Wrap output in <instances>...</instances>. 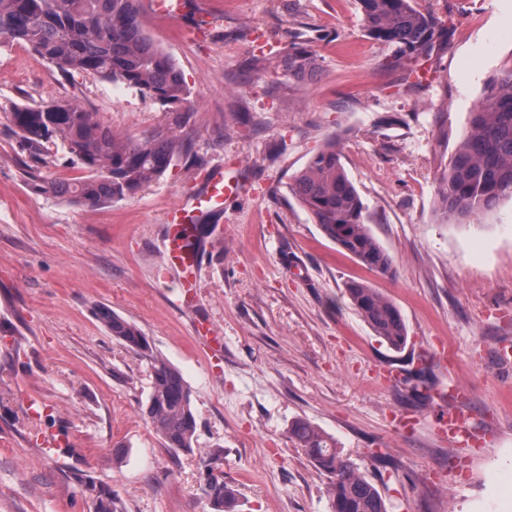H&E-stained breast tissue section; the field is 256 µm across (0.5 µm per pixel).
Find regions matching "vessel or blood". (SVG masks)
Masks as SVG:
<instances>
[{
    "instance_id": "vessel-or-blood-1",
    "label": "vessel or blood",
    "mask_w": 512,
    "mask_h": 512,
    "mask_svg": "<svg viewBox=\"0 0 512 512\" xmlns=\"http://www.w3.org/2000/svg\"><path fill=\"white\" fill-rule=\"evenodd\" d=\"M240 191L238 182L225 180L223 172L218 170L211 174L193 203L180 202L168 211L167 222L177 225L178 230L164 245L165 262L167 267L180 274L181 303L191 301L197 286L200 251L196 242L195 219L200 214L221 210L225 199L238 195ZM465 420L463 413H450L442 416L440 429L443 434L460 439L462 444H470L471 439L464 429Z\"/></svg>"
}]
</instances>
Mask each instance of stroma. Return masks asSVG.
<instances>
[{"label": "stroma", "mask_w": 512, "mask_h": 512, "mask_svg": "<svg viewBox=\"0 0 512 512\" xmlns=\"http://www.w3.org/2000/svg\"><path fill=\"white\" fill-rule=\"evenodd\" d=\"M415 2L440 18L442 36L429 56L399 59L367 36L358 0L143 10L190 89L177 114L0 43V512H94L87 476L112 489L119 512H212L198 453L216 446L240 512H329L327 474L288 433L300 418L334 437L388 512H512V200L444 224L436 196L472 110L512 60V0ZM294 43L315 55L313 79L285 71ZM58 100L120 136L167 130L190 149L160 181L106 205L35 194L8 114ZM332 139L391 275L330 241L288 188ZM218 169L243 191L205 224L195 298L180 310L163 264L166 214ZM351 280L399 308L402 352L350 304ZM104 309L181 371L196 453L166 448L144 415L150 362L112 336ZM202 317L223 332V351L197 340ZM389 367L421 373L442 400L382 383ZM31 397L42 411L30 412ZM451 408L482 447L439 433ZM396 413L414 417L410 432L394 430Z\"/></svg>", "instance_id": "35a3bbf8"}]
</instances>
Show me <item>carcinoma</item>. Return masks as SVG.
I'll list each match as a JSON object with an SVG mask.
<instances>
[{"label": "carcinoma", "mask_w": 512, "mask_h": 512, "mask_svg": "<svg viewBox=\"0 0 512 512\" xmlns=\"http://www.w3.org/2000/svg\"><path fill=\"white\" fill-rule=\"evenodd\" d=\"M367 34L395 47L398 54H421L441 35L432 13L412 0H358ZM140 0H0V38L20 41L63 76L75 72L137 89L170 112L188 101L190 89L174 60L146 34L139 19ZM288 73L311 78L315 57L301 47L288 49ZM26 165L29 188L81 205H104L137 193L160 180L188 142L158 131L124 140L74 101L15 107L10 113ZM60 143L87 175L55 180L35 165L45 144ZM294 193L323 233L363 266L380 275L393 272V259L365 222V205L345 173L336 142H328L294 176ZM437 213L442 223H462L512 199V64L490 81L488 92L470 115L448 170L438 179ZM345 293L375 336L400 351L408 341L398 307L364 281L352 280ZM100 318L128 348L150 360L151 390L144 414L168 448L194 451L196 418L191 390L180 371L153 353L133 323L108 310ZM307 457L330 475V512H388L376 486L342 454L336 440L305 419L289 427ZM224 450L200 452L201 491L214 512H236L238 499L224 483ZM93 497L94 512H118L112 489L82 481Z\"/></svg>", "instance_id": "cac0c4a2"}]
</instances>
